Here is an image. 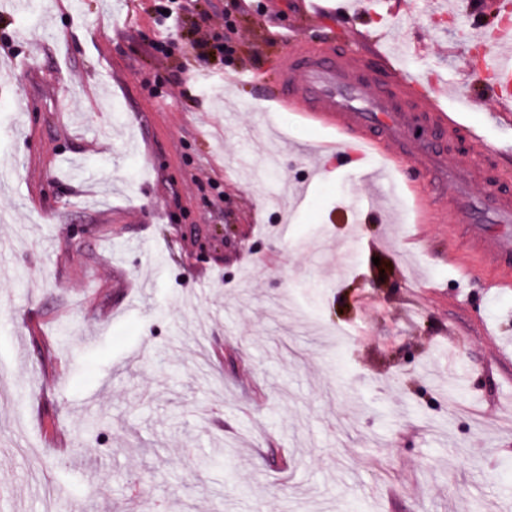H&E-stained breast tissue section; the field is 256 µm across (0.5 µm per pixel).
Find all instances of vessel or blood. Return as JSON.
Returning <instances> with one entry per match:
<instances>
[{
    "mask_svg": "<svg viewBox=\"0 0 512 512\" xmlns=\"http://www.w3.org/2000/svg\"><path fill=\"white\" fill-rule=\"evenodd\" d=\"M276 86L266 100L281 110L333 129L331 151L354 149L379 161L388 178L415 197L419 223L455 214L463 229L465 262L489 291L512 290V186L498 181L499 148L478 127L469 128L466 163L451 157L462 113L433 107L428 95H410L394 53L365 66L332 41L280 38ZM481 86L512 120V50L485 61ZM483 183L474 193V183Z\"/></svg>",
    "mask_w": 512,
    "mask_h": 512,
    "instance_id": "obj_1",
    "label": "vessel or blood"
}]
</instances>
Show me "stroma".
Wrapping results in <instances>:
<instances>
[{
    "label": "stroma",
    "mask_w": 512,
    "mask_h": 512,
    "mask_svg": "<svg viewBox=\"0 0 512 512\" xmlns=\"http://www.w3.org/2000/svg\"><path fill=\"white\" fill-rule=\"evenodd\" d=\"M149 5L0 0V512H512V291L463 283L455 217L415 248L400 184L356 211L368 160L234 82L274 78L282 35L413 41L412 91L469 100L512 180L470 40L490 14L253 0L201 78L188 34L150 54Z\"/></svg>",
    "instance_id": "obj_1"
}]
</instances>
